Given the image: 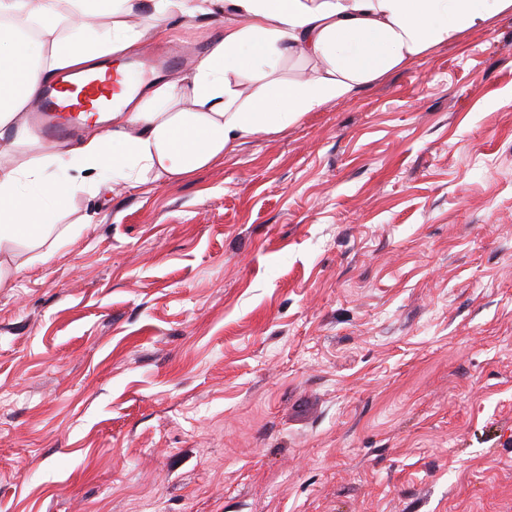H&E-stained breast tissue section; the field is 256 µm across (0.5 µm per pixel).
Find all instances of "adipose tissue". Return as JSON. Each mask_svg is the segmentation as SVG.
Segmentation results:
<instances>
[{
	"instance_id": "adipose-tissue-1",
	"label": "adipose tissue",
	"mask_w": 512,
	"mask_h": 512,
	"mask_svg": "<svg viewBox=\"0 0 512 512\" xmlns=\"http://www.w3.org/2000/svg\"><path fill=\"white\" fill-rule=\"evenodd\" d=\"M214 0H151L143 28L127 21L133 0H66L65 11L43 0H0V138L33 141L22 114L38 88L64 70L139 44L143 30L160 35L172 12L192 17ZM239 21L187 74L155 86L143 99L120 106L109 126L79 144L40 153L19 166L0 165V264L31 240L41 261L53 259L72 234L46 225L51 209L96 191L90 171L111 170L129 185L153 177L185 178L223 159L244 138L275 134L325 103L406 65L431 47L484 24L491 10L512 0H224ZM109 18L103 36L62 38ZM301 55L318 67L310 77L265 83L243 95L233 75L264 74L275 58Z\"/></svg>"
}]
</instances>
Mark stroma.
Masks as SVG:
<instances>
[{"instance_id":"35a3bbf8","label":"stroma","mask_w":512,"mask_h":512,"mask_svg":"<svg viewBox=\"0 0 512 512\" xmlns=\"http://www.w3.org/2000/svg\"><path fill=\"white\" fill-rule=\"evenodd\" d=\"M55 222L0 287V512H512L511 10Z\"/></svg>"}]
</instances>
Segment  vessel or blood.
Masks as SVG:
<instances>
[{
    "instance_id": "vessel-or-blood-1",
    "label": "vessel or blood",
    "mask_w": 512,
    "mask_h": 512,
    "mask_svg": "<svg viewBox=\"0 0 512 512\" xmlns=\"http://www.w3.org/2000/svg\"><path fill=\"white\" fill-rule=\"evenodd\" d=\"M118 81L109 70L59 75L39 90L33 108L35 126L49 142L75 135L91 117L112 112Z\"/></svg>"
}]
</instances>
